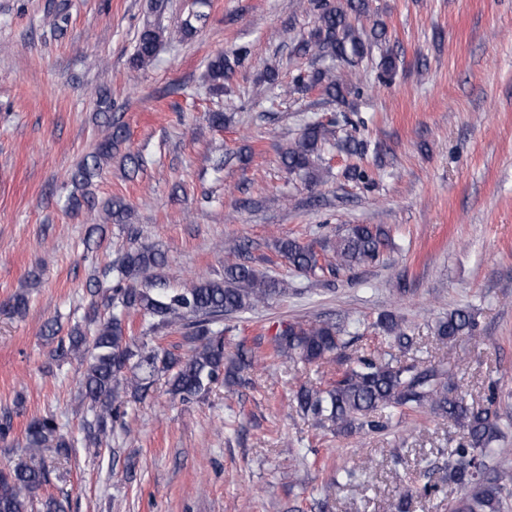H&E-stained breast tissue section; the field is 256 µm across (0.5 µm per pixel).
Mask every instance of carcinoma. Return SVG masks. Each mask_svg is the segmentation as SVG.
<instances>
[{
    "label": "carcinoma",
    "instance_id": "carcinoma-1",
    "mask_svg": "<svg viewBox=\"0 0 512 512\" xmlns=\"http://www.w3.org/2000/svg\"><path fill=\"white\" fill-rule=\"evenodd\" d=\"M318 10L314 41L302 42L298 49L314 47L331 57L366 54L365 41L356 35L349 14L365 13V0H337L334 7L324 0H310ZM206 17L197 11L183 20L175 31L145 25L139 33L131 68L139 70L152 64L162 45L194 36L197 23ZM247 50L233 56L219 53L207 63V73L215 89L230 79ZM317 82L325 92L343 98V76L334 70L318 74ZM125 138L122 127L112 124V132L97 142L71 174V181L83 190L82 198L72 197L71 208L80 209L81 200H89L88 187L99 176L103 162L112 158V148ZM334 130L323 124L306 126L301 137L281 155V163L290 173H298L310 183L318 179L320 152L327 146L356 151L361 145L332 141ZM390 241L387 231L369 224H351L336 234L331 245L333 262L319 264L318 253L311 244L296 239L278 241V253L297 271L310 276L342 272L368 266L379 260ZM163 256L147 247L128 249L122 257L103 270L93 269L91 285L105 291V306L110 312L102 316L91 306L88 327L73 328L53 350L55 361L80 358L86 361L82 384L84 398L92 419L85 422L87 438L98 442L112 428L121 408L129 400L148 395L155 378L169 374V392L181 401L204 398L211 385L222 379L230 385H245V370L253 362L244 354L226 357L224 318L252 310L284 295V282L272 278L243 262L224 267V278H200L177 290L162 287L155 269ZM141 318L142 336L127 334L130 313ZM377 328L394 343L409 349L413 337L407 327L391 312L379 315ZM472 314L456 309L440 318L434 334L450 343L460 337L473 336ZM176 330L190 345V353L181 356L171 350L147 347L146 338L164 330ZM344 329L328 322H290L272 337L269 357L318 364L346 348ZM456 373L443 367L417 369L393 364L382 356H361L336 374L326 387L301 386L296 392L297 407L303 415L323 426L330 424L338 433L378 431L395 416L408 411L433 412L455 421L466 430L467 440L451 453L448 480L467 489V493L448 505V512H503V490L512 482V473L501 470L486 475L485 460L495 452L494 443L504 432L497 410L474 409L455 394ZM74 442L60 433L55 419L43 416L32 419L25 430L28 460L13 468L0 470V512H34V495L49 483V472L41 452L52 448L68 457Z\"/></svg>",
    "mask_w": 512,
    "mask_h": 512
}]
</instances>
